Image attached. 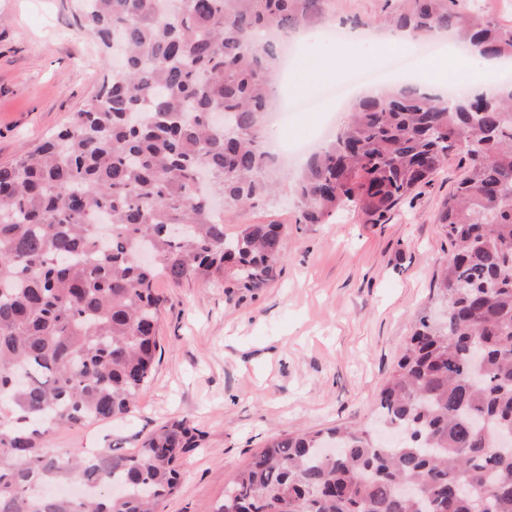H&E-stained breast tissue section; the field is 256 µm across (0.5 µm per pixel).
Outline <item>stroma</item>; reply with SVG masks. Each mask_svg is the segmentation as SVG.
Returning <instances> with one entry per match:
<instances>
[{
    "mask_svg": "<svg viewBox=\"0 0 512 512\" xmlns=\"http://www.w3.org/2000/svg\"><path fill=\"white\" fill-rule=\"evenodd\" d=\"M331 24L377 19L384 0H322ZM102 50L72 0H0V165L64 126L97 94ZM450 156L431 184L387 223L346 211L301 224L284 202L292 186L253 207L224 210V229L279 224L285 259L255 291L230 276L207 286L161 279V361L132 418L48 431L44 446L140 447L184 420L201 441L183 459L178 493L159 512H213L224 488L273 438L375 419L378 394L412 333L435 305L450 245L439 214L464 177Z\"/></svg>",
    "mask_w": 512,
    "mask_h": 512,
    "instance_id": "1",
    "label": "stroma"
}]
</instances>
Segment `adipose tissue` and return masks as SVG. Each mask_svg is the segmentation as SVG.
<instances>
[{"instance_id":"obj_1","label":"adipose tissue","mask_w":512,"mask_h":512,"mask_svg":"<svg viewBox=\"0 0 512 512\" xmlns=\"http://www.w3.org/2000/svg\"><path fill=\"white\" fill-rule=\"evenodd\" d=\"M347 39L353 46L354 58L358 60L383 58L398 53L418 58L417 83L433 92L453 80L466 81L488 95L512 84L511 72L494 71L492 64L480 57L455 53L424 56L419 40L406 30L391 29L375 36L366 31L351 30L347 33Z\"/></svg>"}]
</instances>
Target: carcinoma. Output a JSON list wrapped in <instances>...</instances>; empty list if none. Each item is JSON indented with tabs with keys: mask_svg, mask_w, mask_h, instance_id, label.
<instances>
[{
	"mask_svg": "<svg viewBox=\"0 0 512 512\" xmlns=\"http://www.w3.org/2000/svg\"><path fill=\"white\" fill-rule=\"evenodd\" d=\"M470 2L398 0L380 26L455 32L468 53L511 59L512 29ZM316 3L77 0L122 61L103 58L95 99L0 166V512H156L177 492L199 441L184 420L130 453L40 438L131 415L160 363L158 278L207 285L229 267L253 291L283 262L280 225L229 237L211 199L240 207L272 191L261 129L278 42L254 37L307 24ZM452 155L468 168L440 215L446 315L416 317L380 393L403 439L367 425L276 438L214 512H512V89L441 101L406 84L357 99L295 174L297 223L351 208L385 224Z\"/></svg>",
	"mask_w": 512,
	"mask_h": 512,
	"instance_id": "obj_1",
	"label": "carcinoma"
}]
</instances>
